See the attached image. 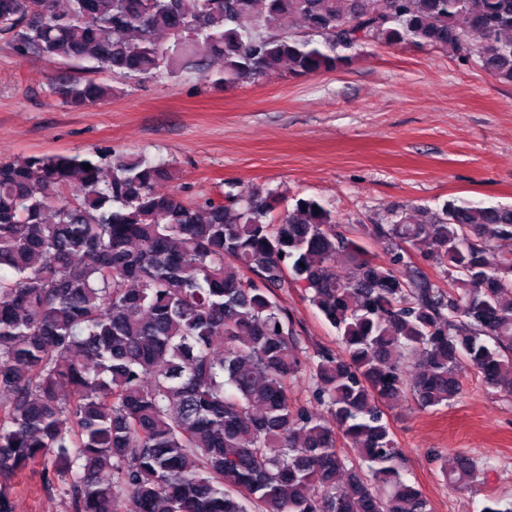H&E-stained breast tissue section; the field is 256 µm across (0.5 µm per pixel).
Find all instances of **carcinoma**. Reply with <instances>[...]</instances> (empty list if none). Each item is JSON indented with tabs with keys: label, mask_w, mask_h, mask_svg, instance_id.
Wrapping results in <instances>:
<instances>
[{
	"label": "carcinoma",
	"mask_w": 512,
	"mask_h": 512,
	"mask_svg": "<svg viewBox=\"0 0 512 512\" xmlns=\"http://www.w3.org/2000/svg\"><path fill=\"white\" fill-rule=\"evenodd\" d=\"M0 36L21 61L130 79L206 56L217 86L336 71L385 43L476 55L512 83V0H0ZM109 91L51 87L72 106ZM168 179L140 155L0 162V512L28 471L67 512H431L387 410L407 392L451 404L464 358L512 392V205L390 209L363 225L376 261L316 197L281 210L229 183L197 204ZM288 282L342 352L303 356ZM306 369L327 419L293 395ZM478 473L466 454L441 466L452 489Z\"/></svg>",
	"instance_id": "obj_1"
}]
</instances>
